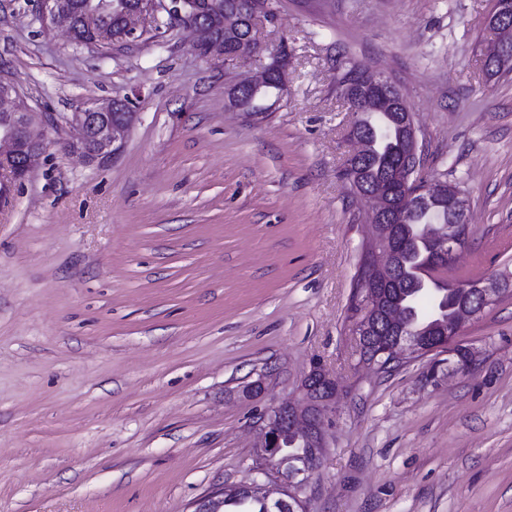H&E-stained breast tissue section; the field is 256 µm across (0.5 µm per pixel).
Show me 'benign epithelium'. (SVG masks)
Returning <instances> with one entry per match:
<instances>
[{
    "label": "benign epithelium",
    "instance_id": "obj_1",
    "mask_svg": "<svg viewBox=\"0 0 512 512\" xmlns=\"http://www.w3.org/2000/svg\"><path fill=\"white\" fill-rule=\"evenodd\" d=\"M40 2L41 11L37 21L41 27L47 31L62 28L68 33L71 42H78L74 27L76 0ZM106 11L112 12V27L99 30L95 22L99 14ZM161 14L197 33L193 49L203 57L217 53L235 58L262 51L260 42L252 40L242 44L236 52L227 53L224 42L212 35L205 0H89L83 7V21L93 33V46L105 41L122 43L130 40L135 35L132 26L134 17L142 15L155 20ZM487 28L494 34L491 47L485 54V64L490 66L503 57L507 43L512 39V0H496L495 8L487 17ZM271 85L277 88L279 95H285V65L278 57L272 58L260 75L234 84L225 94L231 99V107L243 111L245 107L236 103L240 90L248 88L259 91ZM341 95L349 104L364 97H372L384 107L399 109L404 113L409 132L408 143L398 166L402 175L388 181L373 193L363 194V198L373 203V231L370 234L371 243L365 250L368 272L360 281L364 315L353 326L358 355L361 362L380 366L378 354L370 347V342L375 340L373 328L378 319L400 331L392 348L399 361L410 362L432 354L439 355L460 335L467 321L512 292V281L494 273L478 281L461 282L459 287L472 292L475 299L482 301L483 307L478 308L473 303L460 307L454 318L439 328L438 340H427L417 335L405 323L401 308L383 302L384 291L394 273L395 252L382 240L390 235L387 219L390 218L395 201L399 198L404 203L411 200L413 195L408 187L418 182L422 183L421 193L426 196H448V209L455 214L457 223L441 224L438 227L435 262L439 266L452 263L457 251L466 244L468 232L461 231L460 225L467 223L468 202L454 185L423 173L413 112L391 82L364 74L356 86L343 83ZM136 120L137 113L133 112L127 97H115L97 103L73 113L67 147L89 163L115 158L122 153L127 133ZM90 127L96 131L97 142L96 149L92 151L85 148L86 131ZM45 147L43 131L36 123V113L32 112L21 96L18 84L13 80L0 79V170L11 173L16 181L26 179L35 158ZM337 389L336 378L320 362L314 361L301 380L298 399L269 407L263 412L257 421L260 439L250 468L251 479L238 485L240 492L262 498L268 512H307L306 490L321 465L326 447L324 419L336 408ZM290 435L301 437L308 443V453L304 460H284L283 448ZM194 512H224V491L200 498Z\"/></svg>",
    "mask_w": 512,
    "mask_h": 512
}]
</instances>
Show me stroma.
Wrapping results in <instances>:
<instances>
[{
	"label": "stroma",
	"mask_w": 512,
	"mask_h": 512,
	"mask_svg": "<svg viewBox=\"0 0 512 512\" xmlns=\"http://www.w3.org/2000/svg\"><path fill=\"white\" fill-rule=\"evenodd\" d=\"M265 50L194 34L76 47L38 0H0V78L54 118L25 181L0 170V512H193L248 481L253 424L312 361L339 399L308 512H512V295L471 320L467 371L358 361L350 304L370 213L345 178L341 64L410 104L423 168L470 236L449 278L512 267V72L488 79L493 0H272ZM285 55L271 114L226 86ZM127 97L124 151L87 163L66 119ZM265 376L264 393L243 398Z\"/></svg>",
	"instance_id": "obj_1"
}]
</instances>
